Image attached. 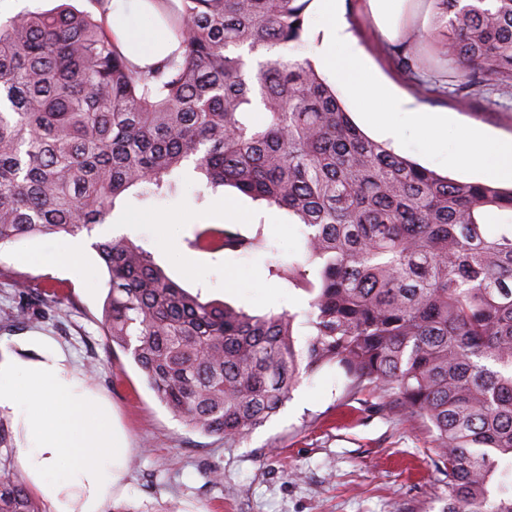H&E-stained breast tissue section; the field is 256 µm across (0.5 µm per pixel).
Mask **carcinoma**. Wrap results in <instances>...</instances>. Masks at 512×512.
<instances>
[{
    "instance_id": "obj_1",
    "label": "carcinoma",
    "mask_w": 512,
    "mask_h": 512,
    "mask_svg": "<svg viewBox=\"0 0 512 512\" xmlns=\"http://www.w3.org/2000/svg\"><path fill=\"white\" fill-rule=\"evenodd\" d=\"M0 17V247L75 236L116 200L173 196L185 171L303 226L283 275L311 295L303 348L286 311L203 301L125 237L94 248L106 336L191 429L235 442L301 374L337 364L426 421L448 476L441 512H512V188L450 179L365 136L310 59V0H149L177 48L142 67L105 23L109 0ZM434 28L388 45L414 74L452 61L463 97L512 83V0H439ZM263 112L256 124L252 113ZM501 222L489 233L488 212ZM195 244L263 239L204 227ZM0 512H41L0 462Z\"/></svg>"
}]
</instances>
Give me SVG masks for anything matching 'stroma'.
Masks as SVG:
<instances>
[{
  "label": "stroma",
  "mask_w": 512,
  "mask_h": 512,
  "mask_svg": "<svg viewBox=\"0 0 512 512\" xmlns=\"http://www.w3.org/2000/svg\"><path fill=\"white\" fill-rule=\"evenodd\" d=\"M344 11L361 61L375 79L396 95L448 115L447 129L434 135L394 115L402 130L395 152L442 176L481 180L467 163L463 133L480 127L511 137L512 87L488 86L472 103H458L434 91L437 73L414 79L396 68L366 0H346ZM195 191L190 177L173 197H123L117 212L151 217L131 225L128 238L203 300L250 313L295 314L296 339L305 344L310 297L274 274L301 259L300 225L278 207L237 195V211L225 215V224L249 237L263 234L264 248L198 251L196 233L223 197L200 201ZM187 207L195 219L168 237L166 218ZM57 244V238L41 237L0 248V342L13 350L29 332L52 337L111 406L132 451L128 490L110 500L105 512H441L448 477L426 423L407 417L380 391L351 392L334 365L301 376L279 412L243 440L228 444L221 436L191 430L158 400L131 356L104 335L107 273L98 254L87 252L75 276L31 264V256ZM176 253L193 256L198 277H188L172 262ZM48 285L57 286L56 297L42 294ZM21 308L28 309L30 320L12 321Z\"/></svg>",
  "instance_id": "1"
}]
</instances>
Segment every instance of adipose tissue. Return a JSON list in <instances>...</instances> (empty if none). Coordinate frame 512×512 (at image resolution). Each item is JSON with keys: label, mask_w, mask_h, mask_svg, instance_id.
Here are the masks:
<instances>
[{"label": "adipose tissue", "mask_w": 512, "mask_h": 512, "mask_svg": "<svg viewBox=\"0 0 512 512\" xmlns=\"http://www.w3.org/2000/svg\"><path fill=\"white\" fill-rule=\"evenodd\" d=\"M314 6L322 21L314 60L352 95L375 101L365 115L368 123L392 137L398 133L391 120L395 112L429 131L447 126V115L420 111L411 99L390 96L365 79L340 18V0H314ZM108 21L136 64H153L168 54L165 32L143 10L142 0H111ZM468 159L486 178L512 180V138L474 130ZM1 409L12 414L21 436L18 455L28 488L48 512H104L111 497L125 492L128 439L108 403L52 338L28 336L18 354L0 357Z\"/></svg>", "instance_id": "1"}]
</instances>
